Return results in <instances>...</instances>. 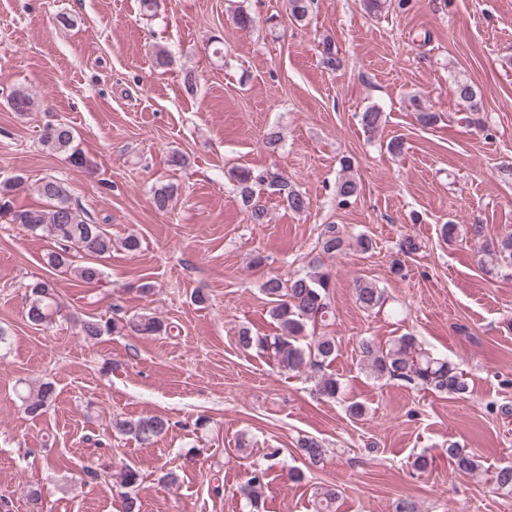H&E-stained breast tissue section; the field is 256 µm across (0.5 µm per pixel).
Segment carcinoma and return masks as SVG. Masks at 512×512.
I'll use <instances>...</instances> for the list:
<instances>
[{
	"label": "carcinoma",
	"mask_w": 512,
	"mask_h": 512,
	"mask_svg": "<svg viewBox=\"0 0 512 512\" xmlns=\"http://www.w3.org/2000/svg\"><path fill=\"white\" fill-rule=\"evenodd\" d=\"M288 16L297 23L308 21L311 0H287ZM323 63L331 69L342 66L334 41L325 38L319 42ZM456 94L469 110L476 112L481 104V95L477 87L467 79L456 82ZM383 114L376 108L362 113L361 124L365 131L373 133L380 127ZM75 140L73 128L64 123H48L41 133V141L53 150L69 153V159L75 166L83 164L80 152L73 146ZM351 169L343 162L345 174L336 181V197L342 203L357 195L358 183L346 171ZM229 179L240 197L243 206L253 224L265 223L266 206L256 192L255 186L269 184L286 207L301 213L309 208V200L295 189L287 179L271 172H255L246 168L232 169ZM22 183V178L0 181V217L10 216V223L19 224L24 229L42 231L53 241V249L47 254L49 266L58 268L75 267L79 279L84 283H94L101 279L102 272L92 259H97L112 251V237L101 225L89 217H83L74 207L65 185L55 177L44 178L37 186V193L49 204L47 210H16L9 196ZM174 198V186L165 185L153 193V203L160 211H166ZM459 225L446 223L441 226V236L447 241L455 239ZM469 238L482 244V252L492 257L494 268L512 269V234L496 240L487 237L486 225L475 222L462 228ZM350 242L334 224L323 227L318 238L320 252L335 256L347 250ZM331 276L322 270V264L316 263L312 270L296 275L284 281L271 276L263 283V292L272 304L271 316L277 321L280 334L271 340L252 336L243 330L239 334V344L249 349L257 347L271 351L281 368L288 372L310 373L318 377V391L327 398H337L340 383L335 377L325 373V367L336 359V338L328 334L313 336L304 341L308 325H333L335 313L330 302ZM356 301L367 312L379 310L385 303L384 290L375 283L358 279L354 284ZM62 309L53 284L48 280H36L28 285V320L37 326L53 323ZM126 330L136 335H165L171 332V326L161 319L140 314L128 319L86 320L81 324L80 332L86 340H95L103 334ZM360 360L378 379L396 380L418 390H431L444 395H463L468 391L463 373L447 360L438 358L423 349L410 335L398 336L388 344L381 346L364 338L359 343ZM54 400V386L48 382L36 388H29L21 394L25 412L32 416L42 415ZM115 427L133 436L141 443H152L169 430V420L163 416H151L137 420H122ZM301 455L312 465L322 462L325 450L322 443L313 437H304L298 442ZM448 457L462 472L480 473L482 465L476 456L453 443L448 446ZM267 470L255 468L251 471L243 492L249 500L252 512H259L260 493L265 485ZM492 484L499 490L512 492V466L495 469L490 476ZM141 481L140 472L126 467L120 480V493L123 512H140V503L136 489ZM338 494L334 488H326L320 494L316 512H334Z\"/></svg>",
	"instance_id": "carcinoma-1"
}]
</instances>
